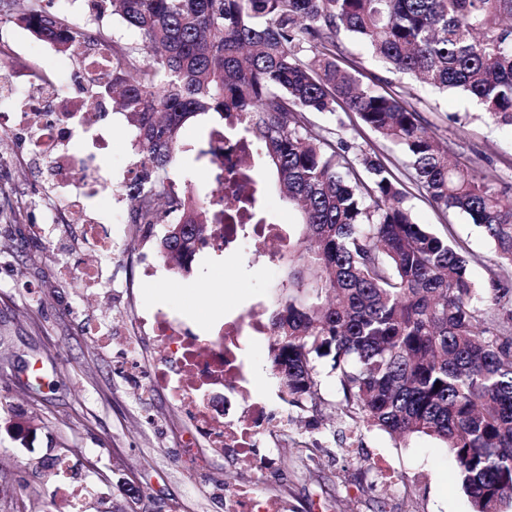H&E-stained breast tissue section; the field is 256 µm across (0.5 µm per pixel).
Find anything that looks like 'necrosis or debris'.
Masks as SVG:
<instances>
[{
	"mask_svg": "<svg viewBox=\"0 0 512 512\" xmlns=\"http://www.w3.org/2000/svg\"><path fill=\"white\" fill-rule=\"evenodd\" d=\"M71 66L78 79L76 88L60 85L45 75L32 78L18 89L0 91V133L19 143L32 158L51 172L55 188L67 213V221L82 227L87 244L104 254L112 252V231L89 215L91 204L107 182L97 166L98 157L112 146L111 127L106 119L110 102L96 93L112 74V47L97 43L73 51ZM83 141L84 156H75L70 145ZM256 148L245 136L224 134V192L247 197L255 194L260 178L254 168ZM83 166L81 199H71L72 172ZM257 240L258 253L274 261L288 247L282 222L258 224L247 210L225 214L223 221L207 225L199 247L223 246L225 254ZM154 331L164 337L167 360L152 372L155 383L169 387L175 401L190 416L209 448L233 454L242 462L244 479L240 488L225 490L229 512H288L287 499L269 496L263 476L279 453L266 438L287 429V421L276 418L266 401L247 400L248 372L243 357L244 340L270 334L261 314L248 312L225 320L224 334L208 345L186 335L169 316L158 317Z\"/></svg>",
	"mask_w": 512,
	"mask_h": 512,
	"instance_id": "4bbe7bcc",
	"label": "necrosis or debris"
}]
</instances>
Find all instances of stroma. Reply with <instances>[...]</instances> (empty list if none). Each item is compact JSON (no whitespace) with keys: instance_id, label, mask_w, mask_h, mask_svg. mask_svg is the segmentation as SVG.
<instances>
[{"instance_id":"obj_1","label":"stroma","mask_w":512,"mask_h":512,"mask_svg":"<svg viewBox=\"0 0 512 512\" xmlns=\"http://www.w3.org/2000/svg\"><path fill=\"white\" fill-rule=\"evenodd\" d=\"M343 56L366 83L408 101L450 158L478 167L512 198V128L487 122L479 105L457 90L432 93L413 78L387 72L356 38L340 35ZM70 65L48 43L12 22H0V71L48 69L64 76ZM316 129L335 132L379 155L408 191L418 223L448 236L471 261L481 289H512V271L496 264L494 243L459 212L433 206L411 180L401 154L355 113H307ZM121 114L112 117V234L116 248L104 262L82 242L78 228L57 224L62 207L43 171L0 139V512H114L127 487H137L139 512H225L224 490L242 476L239 461L215 450L204 471L182 459L194 427L150 373L167 354L149 323L167 312L189 335L210 340L227 315L249 306L270 313L287 266L255 262L254 245L234 257L197 251L190 271L147 278L162 264L157 242L164 225L146 231L127 221L120 187L138 155ZM207 160L179 156L177 187L197 195L215 191ZM98 265L102 282L84 288L66 268ZM270 339L250 340L246 358L253 392L288 417L269 494L288 499L289 512H470L451 481L448 451L433 438L408 442L356 423L337 411L340 395L321 362L325 406L300 409L285 401L271 364ZM79 490L60 494L62 484Z\"/></svg>"}]
</instances>
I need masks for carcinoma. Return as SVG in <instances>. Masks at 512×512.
I'll return each instance as SVG.
<instances>
[{
    "label": "carcinoma",
    "instance_id": "carcinoma-1",
    "mask_svg": "<svg viewBox=\"0 0 512 512\" xmlns=\"http://www.w3.org/2000/svg\"><path fill=\"white\" fill-rule=\"evenodd\" d=\"M141 42L112 41V79L99 87L134 127L141 174L126 186L129 223L156 224L158 246L181 269L214 224L209 200L172 189L169 170L191 151L186 122L238 116L301 214L288 251V295L270 314L272 368L288 403L321 402L318 361L342 394L341 411L407 442L447 448L472 512L512 501L511 288L483 297L469 260L417 223L407 191L377 155L334 141L304 113L342 108L396 147L436 207L466 214L512 266V200L448 146L402 98L363 85L338 54L340 33L363 41L389 71L458 90L512 127V0H109ZM15 19L61 53L90 39L64 13L30 0ZM440 388H435V384Z\"/></svg>",
    "mask_w": 512,
    "mask_h": 512
}]
</instances>
